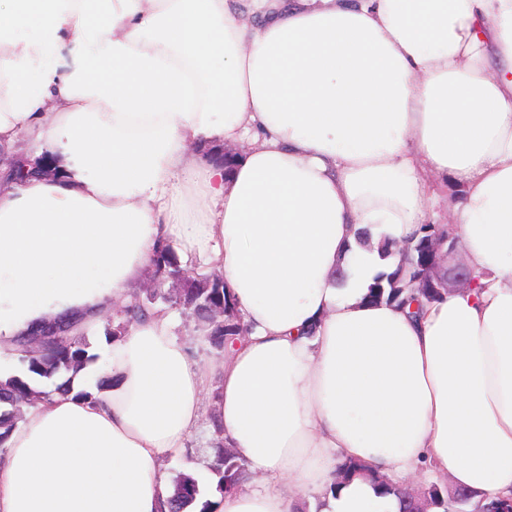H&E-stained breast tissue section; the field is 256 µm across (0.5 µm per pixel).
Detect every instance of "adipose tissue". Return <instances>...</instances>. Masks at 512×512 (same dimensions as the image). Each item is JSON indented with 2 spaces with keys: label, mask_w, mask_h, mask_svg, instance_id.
I'll list each match as a JSON object with an SVG mask.
<instances>
[{
  "label": "adipose tissue",
  "mask_w": 512,
  "mask_h": 512,
  "mask_svg": "<svg viewBox=\"0 0 512 512\" xmlns=\"http://www.w3.org/2000/svg\"><path fill=\"white\" fill-rule=\"evenodd\" d=\"M22 132L63 170L0 193V353L51 315L100 329L161 244L222 273L248 335L211 397L170 318L103 342L99 402L12 431L0 512H158L206 400L265 478L211 512H295L287 479L400 512L373 474L424 466L512 497V0H0V149ZM427 171L477 281L413 316L366 301L396 260L355 233L409 236ZM345 458L371 475L335 483ZM250 147V141L248 138H243L234 144H216L212 146H202L197 143L189 144L186 149L187 158L194 163L201 162H215L214 158H217L220 154L225 155L229 151H224V148L232 149L236 155H243Z\"/></svg>",
  "instance_id": "obj_1"
}]
</instances>
